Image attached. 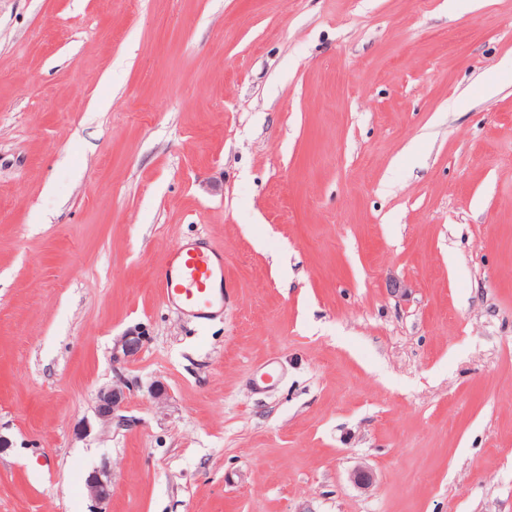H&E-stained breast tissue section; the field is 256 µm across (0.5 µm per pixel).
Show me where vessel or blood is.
Masks as SVG:
<instances>
[{
  "instance_id": "vessel-or-blood-1",
  "label": "vessel or blood",
  "mask_w": 512,
  "mask_h": 512,
  "mask_svg": "<svg viewBox=\"0 0 512 512\" xmlns=\"http://www.w3.org/2000/svg\"><path fill=\"white\" fill-rule=\"evenodd\" d=\"M163 304L204 321L224 309V252L202 240H183L159 278Z\"/></svg>"
}]
</instances>
